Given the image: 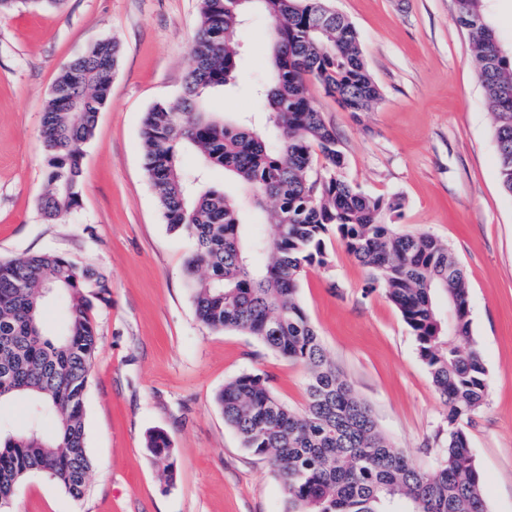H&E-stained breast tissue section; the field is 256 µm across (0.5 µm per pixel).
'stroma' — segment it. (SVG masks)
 Wrapping results in <instances>:
<instances>
[{
  "label": "stroma",
  "mask_w": 512,
  "mask_h": 512,
  "mask_svg": "<svg viewBox=\"0 0 512 512\" xmlns=\"http://www.w3.org/2000/svg\"><path fill=\"white\" fill-rule=\"evenodd\" d=\"M332 5L356 27L383 98L354 114L317 84L309 95L336 131L345 179L369 194L403 196L398 230L446 242L466 272L490 388L465 430L487 512H512V195L500 187L468 33L454 0ZM198 25L199 0L30 2L0 14V261L58 253L102 273L110 292L92 311L100 347L85 392L86 493L73 498L35 473L13 512H285L277 472L242 448L215 395L260 371L299 408L305 371L253 336L199 323L185 288L192 242L169 230L142 164L144 114L180 92ZM271 28L266 16L251 17L237 84L211 96V111L259 112L249 88L269 77ZM103 38L120 57L85 148L80 207L50 224L39 211L42 113L61 66ZM325 245L328 263L307 268L301 303L379 428L415 466L433 467L448 409L415 338L336 233ZM153 430L171 441L172 475L146 448Z\"/></svg>",
  "instance_id": "1"
}]
</instances>
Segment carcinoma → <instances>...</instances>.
<instances>
[{
  "label": "carcinoma",
  "instance_id": "1",
  "mask_svg": "<svg viewBox=\"0 0 512 512\" xmlns=\"http://www.w3.org/2000/svg\"><path fill=\"white\" fill-rule=\"evenodd\" d=\"M330 0H201L193 67L180 94L144 116L146 175L168 227L188 237L187 288L200 323L239 331L281 358L305 367V405L277 398L268 376L244 372L224 385L216 403L241 446L276 468L288 512H486L485 488L462 422L485 401L488 379L474 347L466 275L448 244L428 234L400 233L404 199L372 195L342 175L345 155L336 131L308 93L311 82L349 112H368L382 98L364 61L355 26ZM273 22L270 81L255 90L259 122L226 121L208 110L213 90L232 84L240 66L245 14ZM481 16L480 32L470 30ZM455 21L468 30L494 117L501 188L512 194V52L500 47L484 0H455ZM119 58L104 39L59 72L42 123L46 189L44 220L76 212L84 147L106 104ZM196 151L201 171L185 174L179 153ZM222 167L268 213L275 234L246 222L226 190L203 171ZM383 287L418 344L436 392L448 407V437L431 469L413 465L381 432L370 407L329 357L298 297L305 269L325 265L331 230ZM105 279L67 257L44 252L0 261V404L31 401V423L0 429V501L10 512L32 473L80 498L92 462L85 446L84 400L99 350L92 310L109 302ZM444 297L455 310L448 322ZM62 302L59 331L42 315ZM149 452L170 459L168 436L154 431Z\"/></svg>",
  "mask_w": 512,
  "mask_h": 512
}]
</instances>
